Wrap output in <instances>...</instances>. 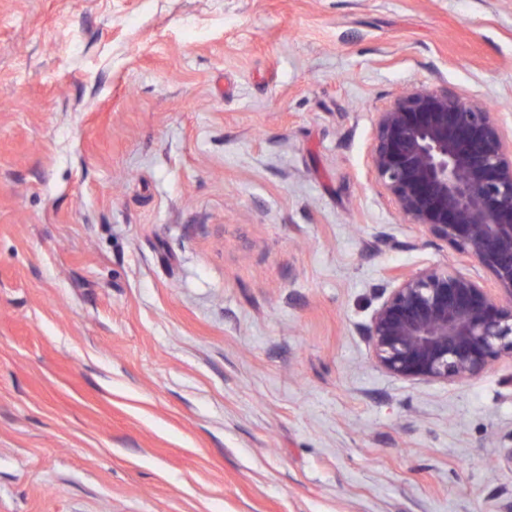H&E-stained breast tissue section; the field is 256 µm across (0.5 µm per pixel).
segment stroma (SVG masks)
I'll list each match as a JSON object with an SVG mask.
<instances>
[{
	"label": "stroma",
	"instance_id": "stroma-1",
	"mask_svg": "<svg viewBox=\"0 0 512 512\" xmlns=\"http://www.w3.org/2000/svg\"><path fill=\"white\" fill-rule=\"evenodd\" d=\"M430 83L512 137V0H0V512H512V361L370 352Z\"/></svg>",
	"mask_w": 512,
	"mask_h": 512
}]
</instances>
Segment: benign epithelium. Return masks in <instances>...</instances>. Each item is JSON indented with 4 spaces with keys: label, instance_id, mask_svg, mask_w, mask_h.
<instances>
[{
    "label": "benign epithelium",
    "instance_id": "obj_1",
    "mask_svg": "<svg viewBox=\"0 0 512 512\" xmlns=\"http://www.w3.org/2000/svg\"><path fill=\"white\" fill-rule=\"evenodd\" d=\"M371 162L407 224L489 275L428 267L402 277L367 328L371 355L405 380L455 381L512 359V140L497 113L421 84L377 113Z\"/></svg>",
    "mask_w": 512,
    "mask_h": 512
}]
</instances>
